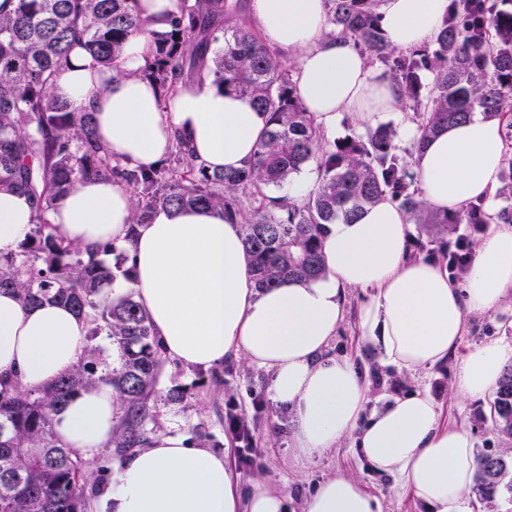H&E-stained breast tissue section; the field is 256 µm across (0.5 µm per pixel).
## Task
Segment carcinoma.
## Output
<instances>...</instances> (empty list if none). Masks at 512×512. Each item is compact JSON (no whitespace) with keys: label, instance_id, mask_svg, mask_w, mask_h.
I'll return each mask as SVG.
<instances>
[{"label":"carcinoma","instance_id":"1","mask_svg":"<svg viewBox=\"0 0 512 512\" xmlns=\"http://www.w3.org/2000/svg\"><path fill=\"white\" fill-rule=\"evenodd\" d=\"M325 2L329 34L340 33L370 58L393 63L401 107L412 110L416 124L415 148L450 120L512 112V11L488 0L455 4L433 47L400 50L382 31L381 0ZM10 5L0 12V190L31 198L34 226L20 251L0 256V288L14 289L25 306L49 300L71 308L86 319L88 335L110 340L118 364L103 371L84 362L44 388L0 393V512H83L87 494L99 493L110 468L88 483L78 450L62 445L54 428L55 414L77 393L99 385L118 393L121 416L111 446L119 453L147 441L151 399L183 400L177 389H157L166 356L134 292L116 301L105 292L120 277L133 281L128 257L120 255L112 267L99 254H112L113 243L95 251L66 243L45 218L81 179L116 176L133 186L132 232L158 206L224 210L242 226L246 259L260 290L285 277L320 278L327 225L386 195L417 224L512 223V217L492 215L477 203L451 217L427 211L415 187L412 153H399L387 127L364 138L329 141L279 57L258 43L250 26L239 24L215 36L227 0H177L171 28L154 39L156 54L144 73L168 95L182 80L184 60L204 57L210 41L222 40L214 65L224 90L249 98L268 114L269 129L255 158L241 170L209 171L195 165L179 141L173 163L121 169L97 140L91 114L56 101L51 87L77 42L94 64L118 68L125 42L144 28L140 0H10ZM423 71L433 75L425 96L419 81ZM309 163L319 178L302 203L285 197L274 202L265 194ZM240 191L262 201L245 211ZM490 418L503 437L512 439V369L494 393ZM477 491L512 498V457L481 455Z\"/></svg>","mask_w":512,"mask_h":512}]
</instances>
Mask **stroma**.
Instances as JSON below:
<instances>
[{"label":"stroma","mask_w":512,"mask_h":512,"mask_svg":"<svg viewBox=\"0 0 512 512\" xmlns=\"http://www.w3.org/2000/svg\"><path fill=\"white\" fill-rule=\"evenodd\" d=\"M491 230L488 224H452L447 232L436 234L430 232L428 225L415 224L408 234V253L413 259L434 260L454 244L459 234H468L469 244L474 247ZM370 295L367 289L346 290L344 317L328 346L329 353L350 357L360 371L368 389V410L424 390L433 397L443 416L471 434L476 453L512 456V442L505 441L491 422L489 398L468 399L455 393L453 361L412 372L358 350L359 310ZM497 339L512 343V299L496 311L466 317L465 344ZM271 380L269 370L242 357L207 368L166 360L159 386L182 391L184 399L179 404L163 399L151 401L147 427L151 436L178 431L193 446L224 454L242 496L259 488L276 490L285 500L286 512H304L305 502L318 483L337 474L364 486L377 499L380 512H428L425 505L405 495L393 478L370 467L356 448L355 436H346L323 454L311 458L296 456L291 446L292 414L272 400ZM232 416L252 436V463L240 460L241 442L228 423Z\"/></svg>","instance_id":"stroma-1"}]
</instances>
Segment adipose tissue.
Segmentation results:
<instances>
[{"mask_svg":"<svg viewBox=\"0 0 512 512\" xmlns=\"http://www.w3.org/2000/svg\"><path fill=\"white\" fill-rule=\"evenodd\" d=\"M449 0H383L381 26L404 49L435 41ZM175 0H142L147 30L124 44L118 69L92 65L75 46L51 93L91 113L114 159L148 167L183 140L196 165L236 170L253 160L267 116L243 96L225 91L214 72L162 100L141 77L154 33L171 27ZM325 0H250L262 45L300 53L296 91L320 130L341 114L372 123L399 108L389 71L341 35L325 33ZM502 121L473 117L442 127L414 156L416 182L430 208L456 211L490 200L505 160ZM132 201L118 183L89 177L49 212L65 241L93 249L126 243L134 292L166 355L209 367L244 355L272 372L271 397L292 412V446L310 457L355 435L361 456L429 512H473L469 490L478 463L470 433L448 424L427 392L417 391L367 412V386L353 362L329 354L343 318L346 289L369 288L359 313V346L408 371L456 362L453 386L470 399L494 390L512 362V345L463 344L467 315L496 310L512 294V224H499L474 250L464 283L447 263L410 258L407 211L386 199L351 220L328 225L325 275L311 283L284 281L259 291L246 260L241 226L210 209L156 208L128 238ZM31 199L0 190V254L17 252L32 228ZM87 324L68 307L45 301L23 306L0 289V391L43 388L81 362ZM119 402L101 386L72 397L55 416L61 441L94 459L111 440ZM102 512H284L281 495L260 489L242 499L224 455L191 446L182 433L152 439L124 458L108 484ZM305 512H379L360 483L324 479Z\"/></svg>","mask_w":512,"mask_h":512,"instance_id":"adipose-tissue-1","label":"adipose tissue"}]
</instances>
